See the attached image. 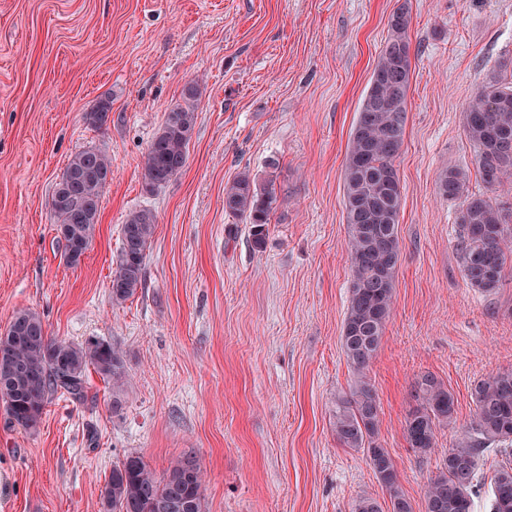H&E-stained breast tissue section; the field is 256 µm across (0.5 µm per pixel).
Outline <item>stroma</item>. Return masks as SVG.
I'll list each match as a JSON object with an SVG mask.
<instances>
[{
    "label": "stroma",
    "instance_id": "1",
    "mask_svg": "<svg viewBox=\"0 0 512 512\" xmlns=\"http://www.w3.org/2000/svg\"><path fill=\"white\" fill-rule=\"evenodd\" d=\"M410 12L402 252L392 312L368 379L378 439L415 512L467 430L474 384L512 369V262L495 293L471 288L455 243L458 202L438 177L457 167L484 192L463 112L512 62V0H0V335L21 310L49 336L120 348L123 409L88 374V399L53 398L37 430L0 403V512H100L112 466L140 455L164 474L194 449L205 512H351L387 495L363 452L333 431L354 377L340 337L351 280L343 171L350 131L398 6ZM199 81L185 167L143 187L147 147ZM106 99L111 119L88 125ZM112 163L99 222L66 264L48 199L71 155ZM276 167H269L270 159ZM273 180L263 251L224 211L241 172ZM157 220L144 288L110 298L112 260L133 210ZM454 397L435 453L408 447L416 378Z\"/></svg>",
    "mask_w": 512,
    "mask_h": 512
}]
</instances>
